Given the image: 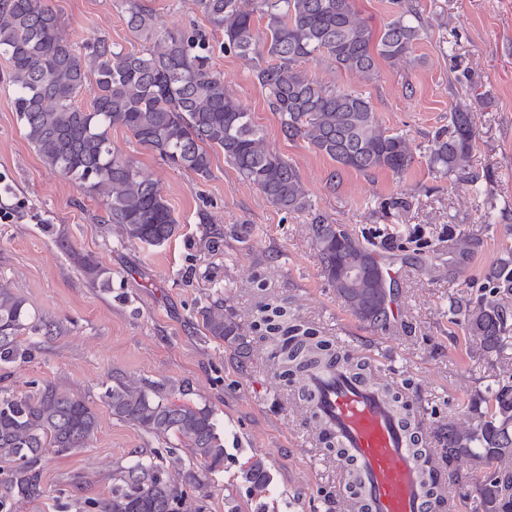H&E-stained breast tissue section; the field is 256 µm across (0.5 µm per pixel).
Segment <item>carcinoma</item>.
Wrapping results in <instances>:
<instances>
[{
  "mask_svg": "<svg viewBox=\"0 0 512 512\" xmlns=\"http://www.w3.org/2000/svg\"><path fill=\"white\" fill-rule=\"evenodd\" d=\"M129 31L150 43L127 51L106 35L71 41L60 33V18L48 0H0V55L9 63L15 87L14 110L27 141L43 162L78 183L88 195H101L109 221L128 240L149 246L167 242L177 231L175 217L159 184L131 156L112 150L109 131L124 128L167 165L211 176L210 152L220 151L242 177L281 211L313 207L299 169L271 149L264 130L224 86L216 68L220 51L249 63L267 103L289 140L301 139L341 168L364 174L387 170L403 174L415 149L399 134L382 129L370 99L362 92L322 84L299 64L318 56L338 69L372 80L378 62L395 64L420 39L412 7L393 0L398 10L379 34L355 11L352 0H194L211 29L191 24L161 33L143 0H121ZM268 19L259 36L254 18ZM221 31L224 41L213 43ZM95 89L88 106L79 104L89 80ZM472 113L460 106L448 127L424 148L429 165L448 176L466 169L475 145ZM317 259L336 296L374 328L389 323L394 281L381 257L339 224L317 219L311 225ZM472 253L465 237L448 240V273L459 276ZM90 279L106 287L110 272L83 259ZM466 335L483 353L502 342L505 313L499 300L483 296L453 306ZM280 305H267L261 322L270 334L279 377L301 383L312 370L338 360L370 376L366 363L339 356L332 343L288 322ZM213 339L249 354L241 328L215 302L201 311ZM35 315L26 300L0 288V364L31 358V347L17 340ZM386 394L411 420L410 404L398 391ZM103 400L112 418L156 439H175L190 452L196 468L209 473L224 464V435L215 412L183 402L159 388L117 378ZM471 423L448 429V465L471 462L481 512H512V384L502 382L474 395ZM92 406L47 384L33 394L0 393V484L22 497L42 493L38 474L47 456L85 448L97 430ZM243 475L255 495L271 482L262 459L247 462ZM88 512H201L196 499L171 481L160 454L137 455L116 468L109 497L88 502Z\"/></svg>",
  "mask_w": 512,
  "mask_h": 512,
  "instance_id": "cac0c4a2",
  "label": "carcinoma"
}]
</instances>
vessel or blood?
<instances>
[{
	"label": "vessel or blood",
	"instance_id": "1",
	"mask_svg": "<svg viewBox=\"0 0 512 512\" xmlns=\"http://www.w3.org/2000/svg\"><path fill=\"white\" fill-rule=\"evenodd\" d=\"M303 389L305 408L341 448L337 461L356 484L346 500L350 512H433L432 494L446 492V480L378 384L338 365L309 376Z\"/></svg>",
	"mask_w": 512,
	"mask_h": 512
}]
</instances>
